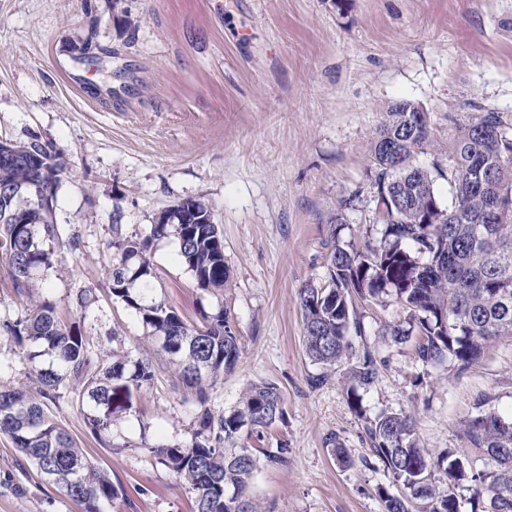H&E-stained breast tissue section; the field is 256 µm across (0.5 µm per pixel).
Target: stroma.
Returning a JSON list of instances; mask_svg holds the SVG:
<instances>
[{
	"mask_svg": "<svg viewBox=\"0 0 512 512\" xmlns=\"http://www.w3.org/2000/svg\"><path fill=\"white\" fill-rule=\"evenodd\" d=\"M402 99L428 110L441 144L464 113L512 119V0H0V139L37 138L66 167L56 220L73 245L57 250L36 293L70 310L101 363L119 350L155 373L110 447L79 410L80 384L48 404L122 488L105 512H194V492L148 448L191 445L204 410H232L251 382L280 387L285 415L271 434L290 448L250 486L261 512H384L378 488L391 479L363 430L380 413H412L420 446L434 451L464 448L476 405L512 415L510 338L465 370L428 371L412 343L380 334L396 305L360 307L353 354L371 351L378 375L359 415L347 364L326 369L305 352L299 290L322 285L331 232L346 241L368 227L370 139ZM185 198L210 207L231 284L199 288L172 234L151 244V281L189 324L229 313L239 360L204 404L135 312L106 294L113 225L148 236ZM84 289L99 300L82 309L73 297ZM37 386L0 331V387ZM332 437L350 465L337 464ZM0 512L85 509L0 436Z\"/></svg>",
	"mask_w": 512,
	"mask_h": 512,
	"instance_id": "35a3bbf8",
	"label": "stroma"
}]
</instances>
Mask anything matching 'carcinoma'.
<instances>
[{
	"mask_svg": "<svg viewBox=\"0 0 512 512\" xmlns=\"http://www.w3.org/2000/svg\"><path fill=\"white\" fill-rule=\"evenodd\" d=\"M415 102L399 100L383 115L371 141L370 189L375 203L372 230L347 242L331 233L324 284L299 291L303 344L312 362L332 367L349 355V331H362L356 304L393 302L405 313L382 335L397 342L415 339L424 368L451 362L460 370L475 363L503 336L512 337V121L495 110L466 113L456 120L448 144L434 140L430 121L415 119ZM397 141L396 158L385 144ZM20 158L0 159V186L16 192L0 202V268L15 292L30 296L37 274L52 267L64 246L56 216L40 209L27 186L37 165L53 175L58 190L63 165L36 139L17 142ZM434 152L429 166L419 154ZM448 185L441 198L438 183ZM181 219L156 224L153 236L172 231L179 256L199 287L222 290L230 280L224 240L208 204L183 199ZM112 300L135 311L158 352L167 356L181 382L202 403L216 377L236 365L239 341L224 310L188 325L155 294L148 251L150 239H131L112 225ZM20 346L28 345L37 393L0 388V435L8 438L49 484L82 503L85 512H103L118 497L109 477L83 456L73 435L48 411L68 381L83 385L80 411L92 432L112 444V426L136 411L141 389L154 374L149 359L112 353L95 362L80 327L70 324L54 303L38 299L25 317L3 324ZM348 402L362 412L359 389L372 384L377 366L365 351L349 371ZM282 391L272 381L251 383L229 413L205 412L191 446L157 443L149 447L160 463L196 492L195 512H259L250 480L264 466L287 461L290 448H226L248 427L258 442L283 420ZM414 419L381 413L365 421L372 451L397 492L378 488L385 512H461L458 492L468 487L483 512H512V417L482 411L467 419L462 434L469 451L446 448L436 454L420 447Z\"/></svg>",
	"mask_w": 512,
	"mask_h": 512,
	"instance_id": "carcinoma-1",
	"label": "carcinoma"
}]
</instances>
